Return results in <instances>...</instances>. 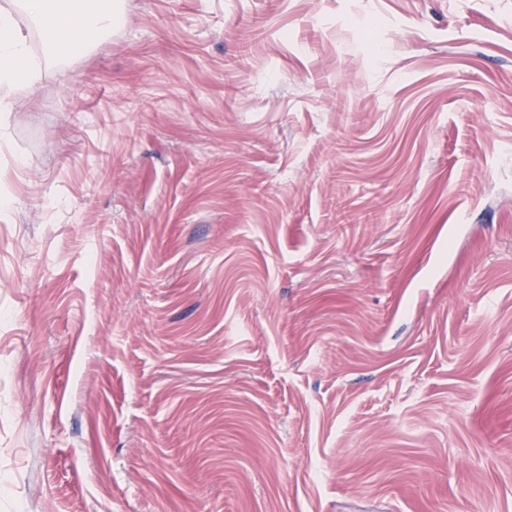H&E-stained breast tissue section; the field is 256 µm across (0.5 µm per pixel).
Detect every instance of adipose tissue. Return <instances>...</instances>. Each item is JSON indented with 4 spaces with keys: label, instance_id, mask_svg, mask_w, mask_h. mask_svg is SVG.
<instances>
[{
    "label": "adipose tissue",
    "instance_id": "1",
    "mask_svg": "<svg viewBox=\"0 0 512 512\" xmlns=\"http://www.w3.org/2000/svg\"><path fill=\"white\" fill-rule=\"evenodd\" d=\"M119 20L110 0H0V112L21 109L41 78L30 29L46 34V56L70 57L99 42Z\"/></svg>",
    "mask_w": 512,
    "mask_h": 512
}]
</instances>
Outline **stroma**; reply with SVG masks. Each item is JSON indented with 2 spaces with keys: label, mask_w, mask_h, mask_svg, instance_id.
I'll use <instances>...</instances> for the list:
<instances>
[{
  "label": "stroma",
  "mask_w": 512,
  "mask_h": 512,
  "mask_svg": "<svg viewBox=\"0 0 512 512\" xmlns=\"http://www.w3.org/2000/svg\"><path fill=\"white\" fill-rule=\"evenodd\" d=\"M0 121V512H512V0H115Z\"/></svg>",
  "instance_id": "obj_1"
}]
</instances>
